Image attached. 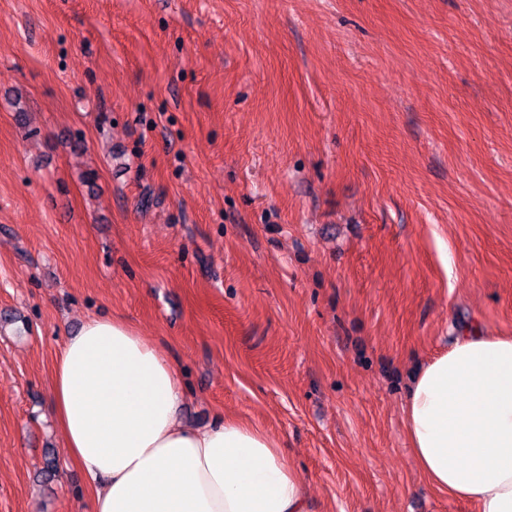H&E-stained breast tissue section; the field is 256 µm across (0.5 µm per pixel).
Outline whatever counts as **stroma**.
<instances>
[{
	"label": "stroma",
	"mask_w": 512,
	"mask_h": 512,
	"mask_svg": "<svg viewBox=\"0 0 512 512\" xmlns=\"http://www.w3.org/2000/svg\"><path fill=\"white\" fill-rule=\"evenodd\" d=\"M90 315L313 512H475L404 405L449 327L512 336V0H0V512H88L51 376Z\"/></svg>",
	"instance_id": "stroma-1"
}]
</instances>
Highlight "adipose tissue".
Instances as JSON below:
<instances>
[{"mask_svg": "<svg viewBox=\"0 0 512 512\" xmlns=\"http://www.w3.org/2000/svg\"><path fill=\"white\" fill-rule=\"evenodd\" d=\"M51 392L91 512H310L303 478L260 426L182 422L176 368L123 318L89 316L65 339ZM404 416L433 487L512 512V336L458 330L418 371Z\"/></svg>", "mask_w": 512, "mask_h": 512, "instance_id": "adipose-tissue-1", "label": "adipose tissue"}]
</instances>
